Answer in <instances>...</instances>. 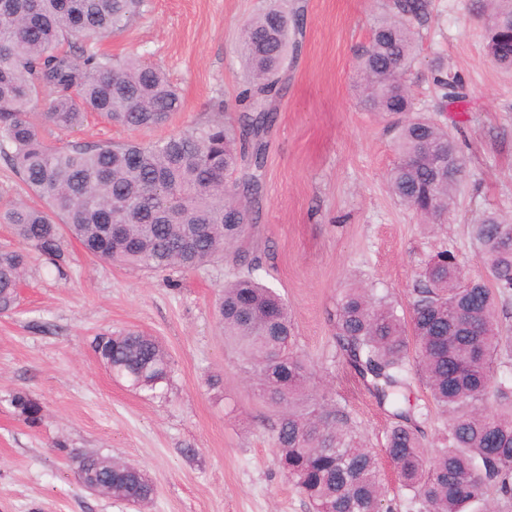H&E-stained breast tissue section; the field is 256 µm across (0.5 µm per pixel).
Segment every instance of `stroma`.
Masks as SVG:
<instances>
[{
	"label": "stroma",
	"instance_id": "stroma-1",
	"mask_svg": "<svg viewBox=\"0 0 512 512\" xmlns=\"http://www.w3.org/2000/svg\"><path fill=\"white\" fill-rule=\"evenodd\" d=\"M298 52L267 136L260 219L239 241L261 256V276L288 303L298 352L328 401L348 411L376 455L384 512H409L385 455L390 418L336 351V302L356 284L407 306L422 267L454 249L464 270L482 266L470 225L492 210L512 218V72L486 55L472 0H429L408 76L414 109L448 127L465 176L446 223L429 227L388 187L397 160L390 118L368 111L357 88L360 50L387 0H303ZM263 0H145L124 32L96 47L161 67L183 106L169 126L131 130L99 117L52 146L148 141L206 119L215 104L235 111L249 80L238 52L241 27ZM459 75L466 98L438 109L431 62ZM65 276L35 260L20 304L0 316V512H312L273 460L275 410L224 340L216 301L238 272L232 253L188 273H149L86 255L69 242ZM138 329L171 360L167 384L136 390L91 348L101 333ZM27 393L42 419L29 425L12 404ZM94 449L136 464L157 488L132 506L84 490L62 447Z\"/></svg>",
	"mask_w": 512,
	"mask_h": 512
}]
</instances>
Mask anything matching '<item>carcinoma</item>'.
I'll use <instances>...</instances> for the list:
<instances>
[{
    "label": "carcinoma",
    "instance_id": "obj_1",
    "mask_svg": "<svg viewBox=\"0 0 512 512\" xmlns=\"http://www.w3.org/2000/svg\"><path fill=\"white\" fill-rule=\"evenodd\" d=\"M143 6L144 0H0V156L43 201L0 200V224L21 244L0 249L1 315L17 307L32 257L59 272L67 266L69 239L103 261L183 273L224 256L257 220L288 45L299 47L300 30L290 29L277 0L243 26L250 79L242 111L212 112L156 141L45 143L43 126L71 131L90 112L115 126L151 130L182 109L162 69L135 58L115 62L89 47L129 28ZM428 7V0H389V13L377 19L358 59L367 104L401 117L392 193L421 218L445 220L462 181L448 177V168H465L460 146L448 128L412 114L406 83L415 25L427 21ZM475 9L485 20L488 56L512 71V59L498 56L512 44V0H475ZM433 72L441 106L464 98L458 75L439 60ZM45 94L52 95L47 110L33 111ZM230 208L241 223L224 222ZM109 224L125 225V235H110ZM470 236L483 275L468 276L447 249L419 274L406 313L373 288H349L336 305L339 351L395 419L386 453L412 512H468L490 499L500 505L496 512H512V326L503 322L512 304V222L485 211ZM238 262L245 271L225 285L217 314L224 340L257 376L262 399L278 408L275 460L315 512H382L375 454L360 443L345 408L314 390L309 366L293 351L288 303L259 277L261 257L244 253ZM94 351L135 389L153 391L169 379L168 354L140 330L97 336ZM412 352L448 417L441 447L431 452L407 394ZM12 404L24 421L38 424L37 402L18 393ZM66 455L75 477L95 473L117 500L144 506L156 495L135 465L114 458L109 469L98 452Z\"/></svg>",
    "mask_w": 512,
    "mask_h": 512
}]
</instances>
